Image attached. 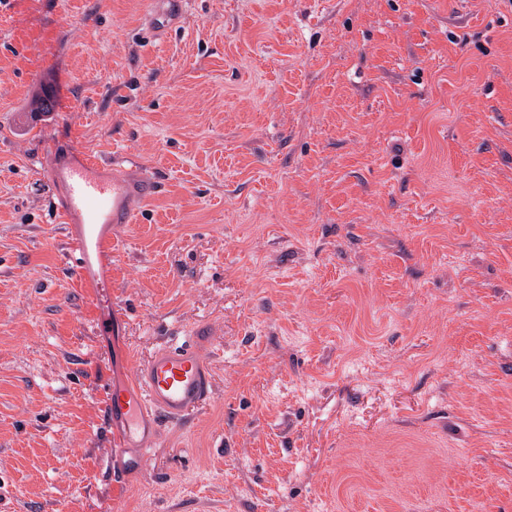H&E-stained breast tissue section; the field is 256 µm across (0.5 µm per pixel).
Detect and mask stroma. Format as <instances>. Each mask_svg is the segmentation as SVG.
Returning <instances> with one entry per match:
<instances>
[{
  "label": "stroma",
  "mask_w": 512,
  "mask_h": 512,
  "mask_svg": "<svg viewBox=\"0 0 512 512\" xmlns=\"http://www.w3.org/2000/svg\"><path fill=\"white\" fill-rule=\"evenodd\" d=\"M148 3L0 0V512H512V0ZM75 145L159 183L108 299ZM201 320L210 399L113 468L111 384ZM184 0H160L150 2L148 39L162 36L175 27L182 14Z\"/></svg>",
  "instance_id": "35a3bbf8"
}]
</instances>
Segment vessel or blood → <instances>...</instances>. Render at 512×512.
I'll return each mask as SVG.
<instances>
[{"mask_svg": "<svg viewBox=\"0 0 512 512\" xmlns=\"http://www.w3.org/2000/svg\"><path fill=\"white\" fill-rule=\"evenodd\" d=\"M184 0H152L149 37L166 34L183 11ZM45 179L57 197L55 212L64 225L73 273L91 295L111 293L112 231L132 223L138 204L156 192L155 181H130L123 170L71 148L52 157ZM213 328L195 325L178 344L159 348L137 370L133 382L110 393L111 414L122 424L123 447L132 451L129 467L140 468L165 424L183 422L213 390L210 368Z\"/></svg>", "mask_w": 512, "mask_h": 512, "instance_id": "b4317fda", "label": "vessel or blood"}]
</instances>
